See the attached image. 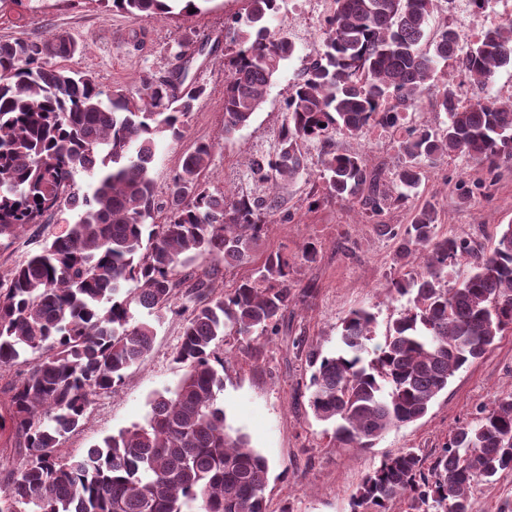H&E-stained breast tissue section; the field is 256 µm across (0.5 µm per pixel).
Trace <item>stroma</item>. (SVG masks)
Listing matches in <instances>:
<instances>
[{
	"mask_svg": "<svg viewBox=\"0 0 512 512\" xmlns=\"http://www.w3.org/2000/svg\"><path fill=\"white\" fill-rule=\"evenodd\" d=\"M242 8L241 0H206L201 13L166 18L135 17L105 11L100 0H19L0 11V39L19 35L45 37L64 32L83 46L69 67L92 72L104 92L132 91L141 77L161 75L177 64L176 54L187 51L193 62L189 76L206 88L187 117L184 136L163 141L152 170L158 193L176 173L182 156L201 142L214 144L209 175L211 191L228 189L239 195L262 194L249 174L253 158L274 153L285 99L316 59L324 38L331 0H281L270 21L271 32L287 33L295 45L283 61L261 109L233 136L224 134V56L230 41L224 25ZM512 17V0H438L427 30L454 28L462 45L476 41L490 24ZM459 93L471 103L486 96L512 98V67L497 69L486 84L456 73ZM336 149L367 154L370 164L392 172L398 163L396 141L390 133L370 128L350 137L337 134ZM308 170L281 191L284 207L294 219L274 224L256 247L250 263L227 273L225 285L251 276L256 261L270 251L292 257L296 288L312 289L304 304L289 309L279 336L259 339L235 350L224 363V387L216 403L227 422L246 435L252 448L270 467L266 495L270 512H350V499L362 478L385 457L413 448L423 456L438 451L456 427L471 423L480 406L512 389V330L482 359L460 370L428 414L385 434L374 447L346 448L334 442L329 423L317 419L308 405L311 370L297 355L296 341L330 354L340 346L341 323L350 311L365 308L379 327L396 318L406 300L388 293L387 283L397 269L412 270L415 257L398 258L399 243L381 233L384 224L410 223L412 211L426 203L441 214L442 232L470 237L492 246L504 225L512 224V168L488 173L464 156H454L426 168L408 204L394 205L380 217L363 215L359 205L324 195L318 179V149L309 147ZM73 214L48 218L30 227L13 244L0 247V272L13 267L32 251L31 237L40 232L62 234ZM316 244V263L302 260L306 243ZM182 320L169 313L156 326L152 350L132 367L124 385L95 396L83 429L63 440L61 452L82 456L105 437L134 424L145 423L156 393L173 388L182 375L172 360Z\"/></svg>",
	"mask_w": 512,
	"mask_h": 512,
	"instance_id": "1",
	"label": "stroma"
}]
</instances>
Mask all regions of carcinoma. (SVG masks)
<instances>
[{
	"instance_id": "obj_1",
	"label": "carcinoma",
	"mask_w": 512,
	"mask_h": 512,
	"mask_svg": "<svg viewBox=\"0 0 512 512\" xmlns=\"http://www.w3.org/2000/svg\"><path fill=\"white\" fill-rule=\"evenodd\" d=\"M131 15L201 11L206 0H111ZM435 0H333L323 51L292 86L272 155L250 163L269 185L263 196L226 199L203 181L214 146L185 154L167 187L163 222L151 169L156 144L184 135L185 118L205 94L183 66L141 78L136 94L106 95L96 77L58 64L79 51L63 33L0 40V243H11L46 215L74 212L64 234L0 275V370L20 368L0 436L23 449L0 512H268V461L226 423L224 347L280 333L288 308L306 302L288 257L267 253L253 275L219 292L223 270L251 261L271 225L286 223L280 189L306 170L303 145L319 149L325 194L380 216L403 204L423 177L422 163L466 156L488 170L512 167V101H461L440 63L459 62L477 82L512 66V21L495 23L468 48L446 26L428 36ZM278 0H243L233 19L224 83V137L246 126L265 102L294 45L272 35ZM447 115L440 128L403 127L423 101ZM380 127L399 135L402 162L391 195L383 168L339 153L336 133ZM84 175L86 186L76 177ZM438 209L425 204L411 222L382 225L419 269L390 278L407 306L376 335V316L352 311L332 355L305 354L312 368L309 407L334 423L333 438L371 448L385 433L423 418L449 380L483 358L512 330V224L486 252L480 243L440 233ZM199 256L213 264L191 269ZM470 260L450 287L448 269ZM129 282L133 298H120ZM147 311L138 320L131 305ZM184 315L174 361L176 386L151 401L135 424L66 457L60 446L87 419L91 398L122 386L142 363L169 312ZM512 473V390L500 392L474 423L456 428L427 459L413 449L367 473L351 512H476L473 488Z\"/></svg>"
}]
</instances>
